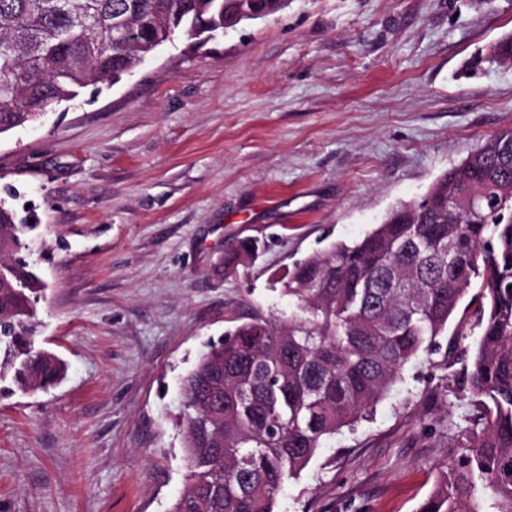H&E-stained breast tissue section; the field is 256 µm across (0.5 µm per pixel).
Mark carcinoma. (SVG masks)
Segmentation results:
<instances>
[{"label": "carcinoma", "mask_w": 512, "mask_h": 512, "mask_svg": "<svg viewBox=\"0 0 512 512\" xmlns=\"http://www.w3.org/2000/svg\"><path fill=\"white\" fill-rule=\"evenodd\" d=\"M243 0H0V134L40 120L77 89L134 70L180 30L202 37ZM129 28L142 38L128 43ZM0 199V381L22 392L65 376L35 348L45 284L7 257L28 246ZM255 252L243 239L224 266ZM286 318L252 312L182 379L187 483L171 512H274L284 483L324 443L368 417L403 368L439 349L464 298L473 344L448 338V391L469 397V451L417 512H512V128L439 176L423 200L393 209L361 240L295 263L276 280Z\"/></svg>", "instance_id": "obj_1"}]
</instances>
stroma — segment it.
Here are the masks:
<instances>
[{
    "label": "stroma",
    "instance_id": "1",
    "mask_svg": "<svg viewBox=\"0 0 512 512\" xmlns=\"http://www.w3.org/2000/svg\"><path fill=\"white\" fill-rule=\"evenodd\" d=\"M512 0H287L0 134V197L40 236L55 387L0 395V512H168L181 380L242 315L284 317L295 262L363 237L512 128ZM258 239L256 260L224 254ZM443 352L319 449L275 512H417L464 449Z\"/></svg>",
    "mask_w": 512,
    "mask_h": 512
}]
</instances>
